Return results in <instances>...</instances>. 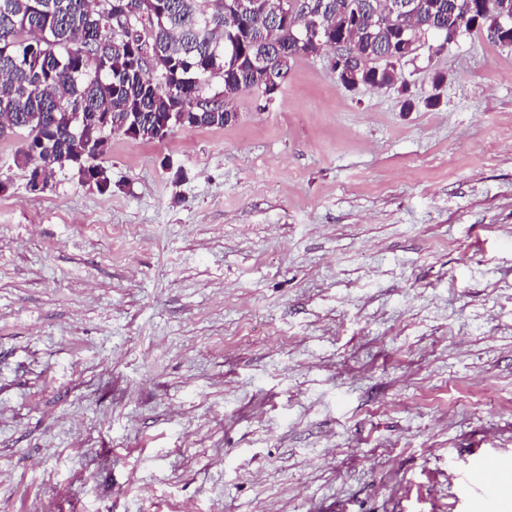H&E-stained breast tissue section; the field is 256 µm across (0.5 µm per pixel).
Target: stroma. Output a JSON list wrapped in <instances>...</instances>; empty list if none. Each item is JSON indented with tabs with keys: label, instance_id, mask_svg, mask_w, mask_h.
Here are the masks:
<instances>
[{
	"label": "stroma",
	"instance_id": "35a3bbf8",
	"mask_svg": "<svg viewBox=\"0 0 512 512\" xmlns=\"http://www.w3.org/2000/svg\"><path fill=\"white\" fill-rule=\"evenodd\" d=\"M112 136L109 192L0 142V512H469L512 465V50ZM499 472L500 457L487 455L477 467L471 469L463 477V483L468 492L470 508L480 505L490 496Z\"/></svg>",
	"mask_w": 512,
	"mask_h": 512
}]
</instances>
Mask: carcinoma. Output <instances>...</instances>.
<instances>
[{
  "instance_id": "carcinoma-1",
  "label": "carcinoma",
  "mask_w": 512,
  "mask_h": 512,
  "mask_svg": "<svg viewBox=\"0 0 512 512\" xmlns=\"http://www.w3.org/2000/svg\"><path fill=\"white\" fill-rule=\"evenodd\" d=\"M266 12L248 20L250 36L245 47L232 48L224 42V30L238 24L237 0H166L167 8L141 24L143 34L162 55L175 59L177 73L157 79L155 89H144L131 71L128 45L112 41V14L98 0H0V140L20 137L25 142L20 163L46 168L42 185L29 176L31 190H45L63 158L81 147L75 137L72 112L79 108L83 118L95 122L100 115L136 120L152 139L157 126L176 128L169 115L166 93L176 86L188 105L199 97L213 101L195 109L196 127L226 125L224 113L241 91L266 95V84L253 68V61L269 56L277 43L290 62L317 52V45L296 26V37H283L272 29L268 13L280 8L282 0H264ZM322 19L342 30L349 15L359 20L350 30L348 51L350 83L355 86H390L398 70L408 61L397 44L400 16L388 10L387 0H320ZM419 10L409 20L422 46L433 39L448 41L449 29L457 24L470 32L472 16L493 32L500 21L512 17V0H417ZM223 72L222 89L227 97L208 95V68Z\"/></svg>"
}]
</instances>
